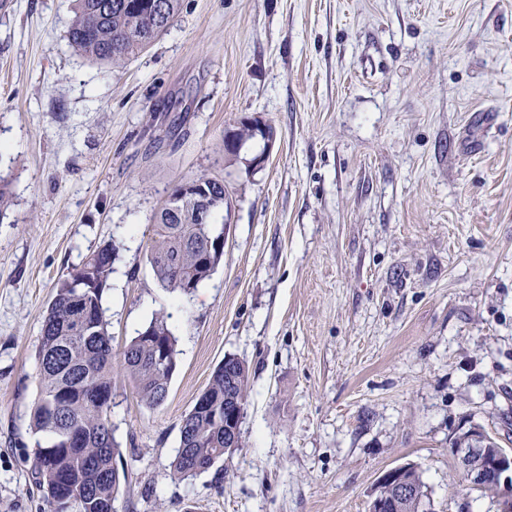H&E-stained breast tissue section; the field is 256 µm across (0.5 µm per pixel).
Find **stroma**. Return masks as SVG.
I'll return each instance as SVG.
<instances>
[{
    "label": "stroma",
    "mask_w": 512,
    "mask_h": 512,
    "mask_svg": "<svg viewBox=\"0 0 512 512\" xmlns=\"http://www.w3.org/2000/svg\"><path fill=\"white\" fill-rule=\"evenodd\" d=\"M73 19L0 11V512H48L35 349L57 281L108 243L114 356L158 311L179 350L159 408L113 372V512H369L400 465L429 512H497L450 447L480 427L512 450V0H183L121 68L69 46ZM246 117L275 137L229 156ZM202 174L224 181V260L172 293L153 216ZM228 356L249 366L239 446L179 479Z\"/></svg>",
    "instance_id": "35a3bbf8"
}]
</instances>
